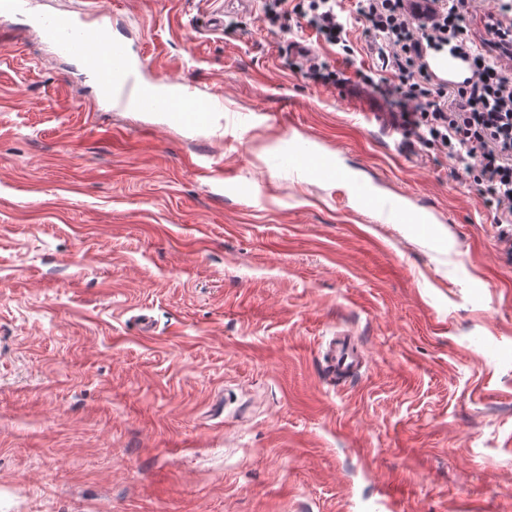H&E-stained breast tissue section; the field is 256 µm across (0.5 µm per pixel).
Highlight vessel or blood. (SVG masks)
<instances>
[{
    "label": "vessel or blood",
    "instance_id": "obj_1",
    "mask_svg": "<svg viewBox=\"0 0 512 512\" xmlns=\"http://www.w3.org/2000/svg\"><path fill=\"white\" fill-rule=\"evenodd\" d=\"M34 29L43 44L61 56L76 60L116 103L137 99L149 109L165 113L169 123L196 129L206 127L218 108L214 100L193 94L188 89L178 90L170 97L145 95L136 79L144 60L134 54L126 41L113 36L112 14L108 10L100 8L94 10L92 17L80 15L67 20L46 14L37 18ZM353 190L388 223H412L413 218L407 210L389 200L372 197L366 185H354ZM325 358L328 371L334 377L349 374L357 364L349 341L343 338L330 341Z\"/></svg>",
    "mask_w": 512,
    "mask_h": 512
}]
</instances>
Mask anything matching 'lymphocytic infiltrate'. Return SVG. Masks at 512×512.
<instances>
[{"label":"lymphocytic infiltrate","mask_w":512,"mask_h":512,"mask_svg":"<svg viewBox=\"0 0 512 512\" xmlns=\"http://www.w3.org/2000/svg\"><path fill=\"white\" fill-rule=\"evenodd\" d=\"M259 2L269 26L296 16L344 57L353 53L352 20L363 21L388 76L365 73L362 82L390 103L405 139L448 155L472 177L512 245V0H496L489 12L484 0H355L350 14L340 0ZM476 14L481 35L464 25ZM440 51L466 63L468 77L436 81L430 60Z\"/></svg>","instance_id":"lymphocytic-infiltrate-1"}]
</instances>
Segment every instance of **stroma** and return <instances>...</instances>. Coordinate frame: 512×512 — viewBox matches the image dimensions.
I'll return each instance as SVG.
<instances>
[{"label":"stroma","mask_w":512,"mask_h":512,"mask_svg":"<svg viewBox=\"0 0 512 512\" xmlns=\"http://www.w3.org/2000/svg\"><path fill=\"white\" fill-rule=\"evenodd\" d=\"M109 7L146 77L223 107L200 133L111 106L0 14V512H512V255L447 155L391 137L362 23L347 59L224 0ZM353 191L360 198L367 200L369 207L381 214L383 218L391 224H421L414 222L411 214L398 206L395 202L387 199H377L371 195L369 188L364 184H356ZM328 372L332 379L349 374L357 364L355 353L346 338H333L325 352Z\"/></svg>","instance_id":"obj_1"}]
</instances>
